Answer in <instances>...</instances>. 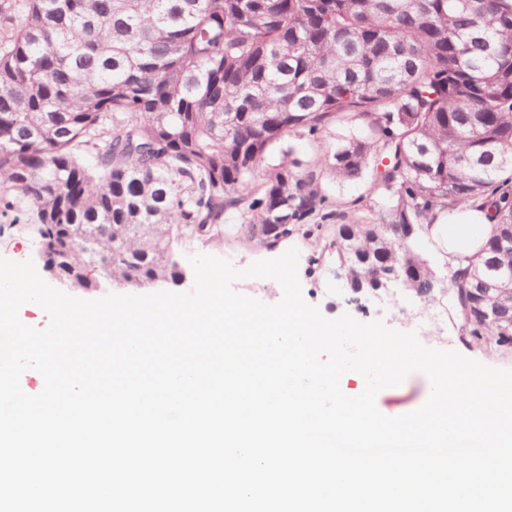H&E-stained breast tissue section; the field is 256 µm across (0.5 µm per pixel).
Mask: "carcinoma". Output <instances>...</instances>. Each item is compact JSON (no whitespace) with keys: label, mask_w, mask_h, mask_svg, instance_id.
Segmentation results:
<instances>
[{"label":"carcinoma","mask_w":512,"mask_h":512,"mask_svg":"<svg viewBox=\"0 0 512 512\" xmlns=\"http://www.w3.org/2000/svg\"><path fill=\"white\" fill-rule=\"evenodd\" d=\"M373 161L380 222L331 223L323 180ZM20 199L48 264L94 233L76 289L178 285L185 236L304 227L351 292L446 291L467 342L511 349L512 0H0V206ZM467 209L494 230L440 277L422 231Z\"/></svg>","instance_id":"cac0c4a2"}]
</instances>
